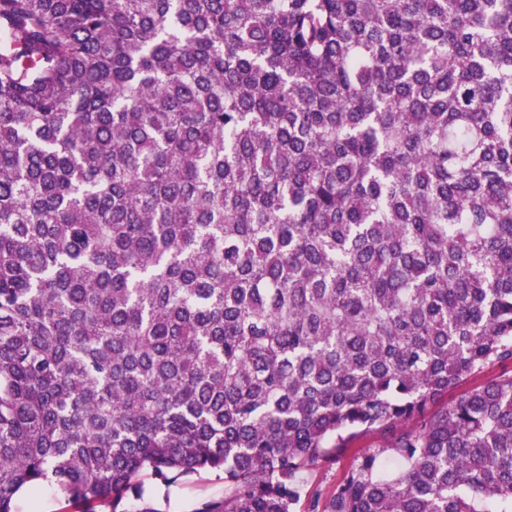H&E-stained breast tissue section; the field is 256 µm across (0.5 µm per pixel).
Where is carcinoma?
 <instances>
[{
	"mask_svg": "<svg viewBox=\"0 0 512 512\" xmlns=\"http://www.w3.org/2000/svg\"><path fill=\"white\" fill-rule=\"evenodd\" d=\"M1 32L0 512L205 472L197 512H512V374L428 412L512 361V0H0ZM512 373V361L510 362H495L485 366L479 372L469 376L466 382L457 390L448 392V395L441 396L435 404L430 408L429 412L445 407L448 403L453 401L458 393L465 389H472L476 386L486 382L489 379ZM380 445V438L373 434L365 435L357 439L344 456L332 465H325L314 468L308 472L306 478L309 486L318 487L324 492L331 491L340 480L343 471L351 464L353 459L360 453L373 450Z\"/></svg>",
	"mask_w": 512,
	"mask_h": 512,
	"instance_id": "carcinoma-1",
	"label": "carcinoma"
}]
</instances>
